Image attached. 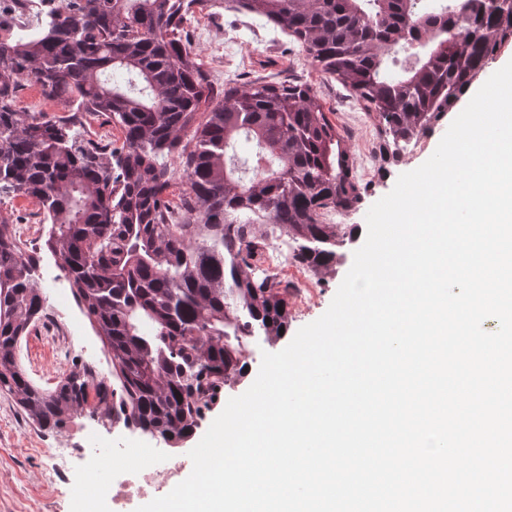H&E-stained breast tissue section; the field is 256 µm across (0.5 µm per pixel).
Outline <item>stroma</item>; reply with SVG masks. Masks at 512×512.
<instances>
[{
  "label": "stroma",
  "mask_w": 512,
  "mask_h": 512,
  "mask_svg": "<svg viewBox=\"0 0 512 512\" xmlns=\"http://www.w3.org/2000/svg\"><path fill=\"white\" fill-rule=\"evenodd\" d=\"M191 46L208 74L247 79L256 74H297L311 81L327 108L331 120L347 136V146L357 169H364L375 152L376 122L353 94L334 77L323 74L301 54L295 38L273 27L254 23L251 16L238 10L234 0L217 7L215 0H204L188 22ZM443 128L409 149L403 159L388 165L386 171H374L364 179L363 199L358 206L343 213L341 222L351 237L342 249L343 257L334 274L317 280L319 302L310 311L291 313L288 335L270 344L249 338L245 344L252 351L245 376L225 388V397L243 394L253 383L263 353H275L289 343L290 335L318 319L329 307L339 285L353 263L355 251L366 237V214L370 207L387 195L398 176L422 165L434 153ZM32 199H0V215L17 220L18 228L40 262L37 285L44 300L40 320L33 322L17 354L29 379L43 389L55 388L73 369L92 366L100 377L111 378L112 362L106 348L80 310L71 283L64 277L59 263L45 246L49 231ZM154 449V462L165 466L171 454L187 458L188 448L170 452L166 445L141 431L112 423L92 410L75 413L55 429H40L16 405L0 395V512H113L107 497L96 495L100 482L99 459L116 448ZM69 451L65 471H52L49 450Z\"/></svg>",
  "instance_id": "35a3bbf8"
}]
</instances>
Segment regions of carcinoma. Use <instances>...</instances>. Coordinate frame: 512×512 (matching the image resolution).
Masks as SVG:
<instances>
[{"mask_svg": "<svg viewBox=\"0 0 512 512\" xmlns=\"http://www.w3.org/2000/svg\"><path fill=\"white\" fill-rule=\"evenodd\" d=\"M239 0L293 36L377 121L382 163L401 161L512 46V0ZM203 0H67L0 40V191L38 201L79 306L112 359V389L87 365L53 390L17 359L40 318L39 258L0 216V394L41 429L89 406L182 446L247 369L244 339L281 338L288 281L256 274L285 237L316 277L342 257L327 210L362 197L344 137L296 75L214 87L184 27ZM414 59L398 58L406 46ZM106 117L119 146L71 134V121L19 112L20 84ZM221 99L208 112L201 106ZM249 144L252 177L239 166Z\"/></svg>", "mask_w": 512, "mask_h": 512, "instance_id": "obj_1", "label": "carcinoma"}]
</instances>
